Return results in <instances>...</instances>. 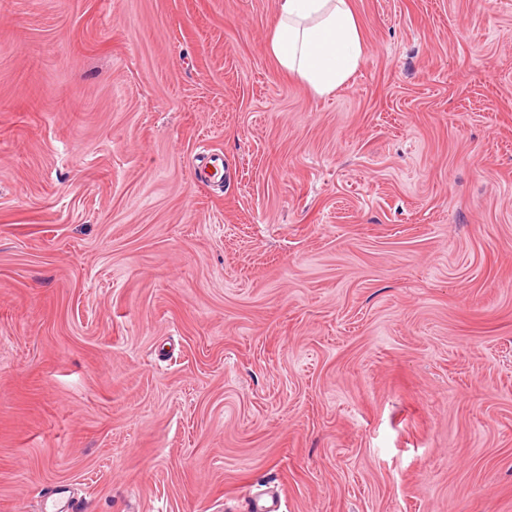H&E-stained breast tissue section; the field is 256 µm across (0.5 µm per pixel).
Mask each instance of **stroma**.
<instances>
[{"mask_svg":"<svg viewBox=\"0 0 512 512\" xmlns=\"http://www.w3.org/2000/svg\"><path fill=\"white\" fill-rule=\"evenodd\" d=\"M351 7L0 0V512H512V0ZM269 52L281 73L315 94L343 87L363 54L350 0H277Z\"/></svg>","mask_w":512,"mask_h":512,"instance_id":"stroma-1","label":"stroma"}]
</instances>
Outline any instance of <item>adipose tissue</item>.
Segmentation results:
<instances>
[{
	"instance_id": "adipose-tissue-1",
	"label": "adipose tissue",
	"mask_w": 512,
	"mask_h": 512,
	"mask_svg": "<svg viewBox=\"0 0 512 512\" xmlns=\"http://www.w3.org/2000/svg\"><path fill=\"white\" fill-rule=\"evenodd\" d=\"M269 52L281 73L315 94L343 87L363 54L350 0H277Z\"/></svg>"
}]
</instances>
